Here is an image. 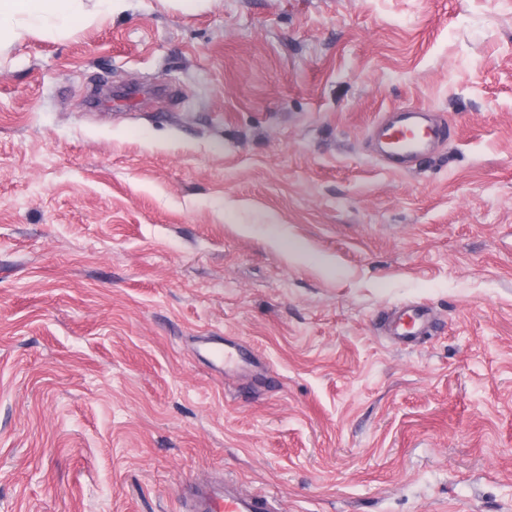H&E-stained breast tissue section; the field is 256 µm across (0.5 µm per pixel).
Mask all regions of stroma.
Masks as SVG:
<instances>
[{
    "label": "stroma",
    "instance_id": "obj_1",
    "mask_svg": "<svg viewBox=\"0 0 512 512\" xmlns=\"http://www.w3.org/2000/svg\"><path fill=\"white\" fill-rule=\"evenodd\" d=\"M128 4L0 52V512H512V0ZM406 118L393 122L387 127V145L389 154L395 158H423L426 155L425 146L428 142L448 137V125L442 123L436 127L415 125ZM432 321L429 309L422 305L406 306L396 310L387 320L389 336H398L406 347L415 345L421 336L430 334ZM206 350L214 361L222 363L224 369L235 368L236 370L244 366H255L253 354L241 345H231L227 347H213L210 342L206 343ZM181 495L184 512H278V500L271 493L241 489L231 478L189 481Z\"/></svg>",
    "mask_w": 512,
    "mask_h": 512
}]
</instances>
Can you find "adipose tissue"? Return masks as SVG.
<instances>
[{"label": "adipose tissue", "instance_id": "obj_1", "mask_svg": "<svg viewBox=\"0 0 512 512\" xmlns=\"http://www.w3.org/2000/svg\"><path fill=\"white\" fill-rule=\"evenodd\" d=\"M126 0H0V49L26 36L68 38L80 24L121 14Z\"/></svg>", "mask_w": 512, "mask_h": 512}]
</instances>
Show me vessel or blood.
Masks as SVG:
<instances>
[{"instance_id":"obj_1","label":"vessel or blood","mask_w":512,"mask_h":512,"mask_svg":"<svg viewBox=\"0 0 512 512\" xmlns=\"http://www.w3.org/2000/svg\"><path fill=\"white\" fill-rule=\"evenodd\" d=\"M448 137L447 124L434 127L415 125L410 120L394 122L387 127L389 153L395 158H422L428 142ZM432 321L427 307L406 306L396 310L387 320L389 335L398 337L400 343L410 347L425 335L430 334ZM208 353L214 361L227 368L250 366L251 352L240 345L209 347ZM185 500L184 512H278V500L271 493H254L241 489L230 478L207 481H191L182 490Z\"/></svg>"}]
</instances>
